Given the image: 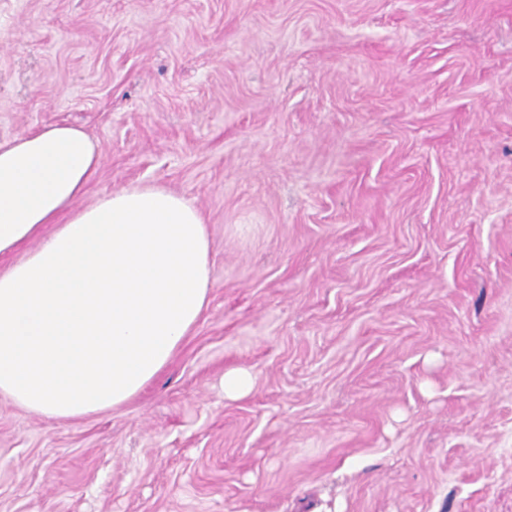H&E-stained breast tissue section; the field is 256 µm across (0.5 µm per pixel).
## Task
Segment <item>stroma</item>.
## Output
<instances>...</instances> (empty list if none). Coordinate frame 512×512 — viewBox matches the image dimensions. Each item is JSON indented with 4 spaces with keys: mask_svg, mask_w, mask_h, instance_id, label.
I'll list each match as a JSON object with an SVG mask.
<instances>
[{
    "mask_svg": "<svg viewBox=\"0 0 512 512\" xmlns=\"http://www.w3.org/2000/svg\"><path fill=\"white\" fill-rule=\"evenodd\" d=\"M56 123L209 303L120 409L0 396V512H512V0H0V143ZM252 388L251 374L242 369L231 370L224 374V395L236 398L246 395Z\"/></svg>",
    "mask_w": 512,
    "mask_h": 512,
    "instance_id": "1",
    "label": "stroma"
}]
</instances>
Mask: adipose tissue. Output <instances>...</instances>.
<instances>
[{"instance_id":"obj_1","label":"adipose tissue","mask_w":512,"mask_h":512,"mask_svg":"<svg viewBox=\"0 0 512 512\" xmlns=\"http://www.w3.org/2000/svg\"><path fill=\"white\" fill-rule=\"evenodd\" d=\"M98 164L71 124L0 144V395L56 420L126 405L209 303L200 210L153 185L79 206Z\"/></svg>"}]
</instances>
